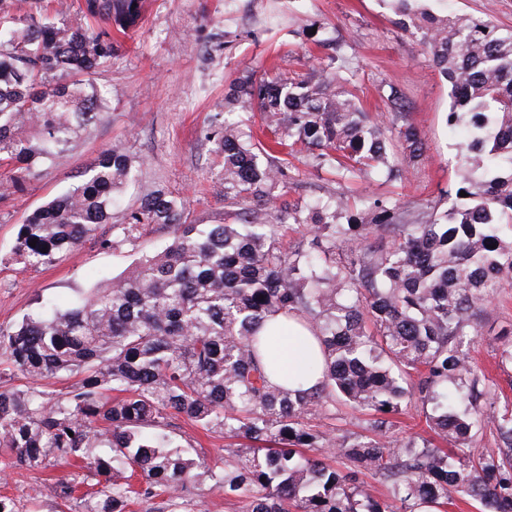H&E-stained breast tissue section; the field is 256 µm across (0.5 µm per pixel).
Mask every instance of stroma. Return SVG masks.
Segmentation results:
<instances>
[{
    "label": "stroma",
    "mask_w": 512,
    "mask_h": 512,
    "mask_svg": "<svg viewBox=\"0 0 512 512\" xmlns=\"http://www.w3.org/2000/svg\"><path fill=\"white\" fill-rule=\"evenodd\" d=\"M435 9L487 16L512 28V0H436ZM339 38L359 65L349 89L384 127H391L384 96L389 87L406 95L409 120L423 143V155L408 180L379 175L351 182L337 180L310 165L295 162L281 203L309 198L331 200L373 195L404 198L419 205L452 206L445 192L453 188L458 165L452 147L463 128L446 123L448 84L433 66L418 38L403 31L382 0H146L140 26L120 38L112 62L99 69L96 87L108 114L78 145L28 180L23 191L0 201V327L10 328L37 310L38 298L66 307L78 292L120 276L142 255L171 238L168 228L153 225L135 244L110 249L82 244L63 262L39 269L10 262L18 224L48 198L79 181L104 149L118 146L134 160L137 181L125 191L121 208L103 235L121 223L125 207L136 204L142 189L155 186L184 197L191 224H231L238 205L224 199V175L209 135L214 117L224 109V87L248 72L272 69L304 74L332 49L322 39ZM196 39L211 51L202 61L188 48ZM469 355L489 379L498 405L512 404V361L503 358L504 331H512V288L497 292L480 321ZM367 417L344 402L329 415L308 417L310 428L339 435L364 433ZM190 455L213 468L224 464L226 439L175 418ZM0 448V495L15 512H79V502L51 496L52 484L70 479L75 468L58 462L47 468L12 467ZM240 500H226L224 490L205 474L191 480L181 512H243Z\"/></svg>",
    "instance_id": "35a3bbf8"
}]
</instances>
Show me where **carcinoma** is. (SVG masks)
Here are the masks:
<instances>
[{
  "label": "carcinoma",
  "instance_id": "obj_1",
  "mask_svg": "<svg viewBox=\"0 0 512 512\" xmlns=\"http://www.w3.org/2000/svg\"><path fill=\"white\" fill-rule=\"evenodd\" d=\"M388 2L448 82V124L467 128L457 203L418 221L412 202L368 197L369 224L347 197L278 203L298 145L316 167L350 181L363 172L404 179L423 143L392 87L388 104L403 120L394 153L348 91L354 71L345 57L341 75L314 69L231 82L224 108L256 105L272 134L264 142L227 122L214 131L224 199L252 203L241 223L188 224L182 200L148 190L100 245L134 243L155 224L173 233L162 250L70 307L46 301L16 328H0L7 370L36 384L71 381L60 394L0 390V447L14 453L12 465L81 462L97 477L83 491L77 475L62 481L55 497L78 492L82 512H127L163 496L159 512H178L201 466L172 438L167 419L181 416L240 441L207 473L225 499L246 500L245 512H420L458 493L480 512H512V410L480 404L490 396L486 376L465 349L478 333L475 316L495 290L512 287V29L426 0ZM16 4L0 0V160L10 166L0 200L99 121L104 98L92 75L113 58V31L139 24L144 0H58L53 14L42 0L23 12ZM133 178L122 148L103 150L76 184L26 216L12 259L29 267L66 259L112 220L116 194ZM304 223L310 233L284 248L282 227ZM278 317L316 331L320 355L304 369L318 378L310 388L271 381L277 364L260 332ZM411 388L431 404L426 425L453 452L428 439L394 451L392 418ZM338 396L368 413L371 434L306 426ZM485 419L498 441L475 448L471 432ZM100 446L106 453L91 455ZM326 450L346 467L324 463ZM363 471L382 479L388 499L360 486Z\"/></svg>",
  "mask_w": 512,
  "mask_h": 512
}]
</instances>
